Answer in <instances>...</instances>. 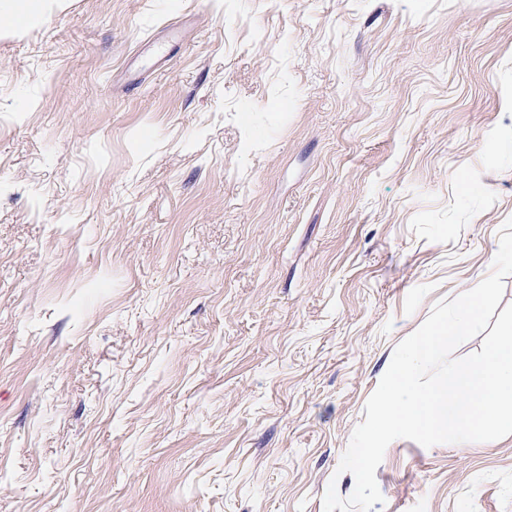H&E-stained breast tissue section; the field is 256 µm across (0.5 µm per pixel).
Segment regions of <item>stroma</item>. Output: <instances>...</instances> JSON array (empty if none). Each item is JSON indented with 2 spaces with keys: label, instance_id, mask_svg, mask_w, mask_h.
<instances>
[{
  "label": "stroma",
  "instance_id": "35a3bbf8",
  "mask_svg": "<svg viewBox=\"0 0 512 512\" xmlns=\"http://www.w3.org/2000/svg\"><path fill=\"white\" fill-rule=\"evenodd\" d=\"M512 0H66L0 31V512H324L512 218ZM372 512H512V438Z\"/></svg>",
  "mask_w": 512,
  "mask_h": 512
}]
</instances>
